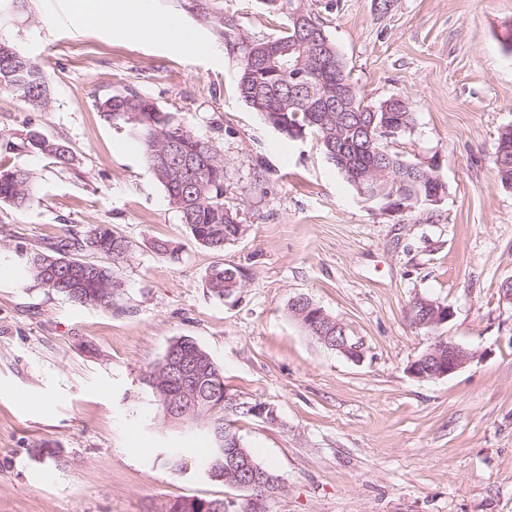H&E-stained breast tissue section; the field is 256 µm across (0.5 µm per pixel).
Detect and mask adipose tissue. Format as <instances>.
Wrapping results in <instances>:
<instances>
[{
	"label": "adipose tissue",
	"mask_w": 512,
	"mask_h": 512,
	"mask_svg": "<svg viewBox=\"0 0 512 512\" xmlns=\"http://www.w3.org/2000/svg\"><path fill=\"white\" fill-rule=\"evenodd\" d=\"M68 8L73 17L87 24L130 28L142 38L165 42L181 52H200L207 48L206 43L183 28L176 18H168L158 26L147 25L149 0H121L119 6L112 9L105 8L102 0H68Z\"/></svg>",
	"instance_id": "ef3b65f1"
}]
</instances>
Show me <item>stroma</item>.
Segmentation results:
<instances>
[{"label": "stroma", "mask_w": 512, "mask_h": 512, "mask_svg": "<svg viewBox=\"0 0 512 512\" xmlns=\"http://www.w3.org/2000/svg\"><path fill=\"white\" fill-rule=\"evenodd\" d=\"M366 104L397 97L413 127L395 145L435 165L436 204L386 212L357 195L317 137L280 134L241 99L242 37L286 19L262 0H151L209 44L179 52L89 27L67 0L0 13V38L36 62L49 103L34 112L0 89V167L37 174L36 202L0 203V512H163L189 498L243 499L172 448L207 433L164 421L144 379L187 336L232 392L273 405L280 425L238 432L284 487L269 512H512V189L493 154L512 128V0H307ZM132 89L213 145L224 204L244 232L197 244L125 129L99 112ZM66 142L61 168L24 145ZM109 224L130 243L115 306H82L36 287L26 255ZM167 240L177 259L157 256ZM216 265L242 286L220 298ZM304 295L363 345L353 361L291 315ZM419 297L453 316L427 331ZM477 351L459 372L408 374L436 337ZM207 280L208 288L220 298L241 288L239 271L235 267L214 266Z\"/></svg>", "instance_id": "1"}]
</instances>
